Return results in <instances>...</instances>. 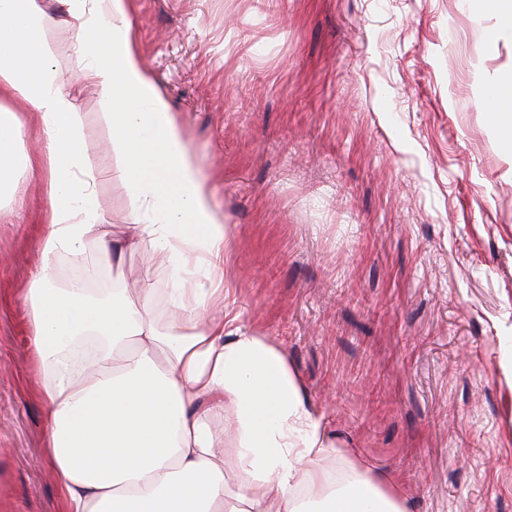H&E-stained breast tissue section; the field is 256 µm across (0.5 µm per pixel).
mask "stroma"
I'll list each match as a JSON object with an SVG mask.
<instances>
[{
	"instance_id": "stroma-1",
	"label": "stroma",
	"mask_w": 512,
	"mask_h": 512,
	"mask_svg": "<svg viewBox=\"0 0 512 512\" xmlns=\"http://www.w3.org/2000/svg\"><path fill=\"white\" fill-rule=\"evenodd\" d=\"M42 27L93 168L115 165L58 0ZM137 47L229 227L224 310L287 352L324 471L405 512H512V154L482 102L512 39L471 0H130ZM113 231L126 186L103 176ZM0 512H58L24 296L43 181L0 197ZM128 280L152 253L127 254Z\"/></svg>"
}]
</instances>
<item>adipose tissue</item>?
<instances>
[{"label": "adipose tissue", "mask_w": 512, "mask_h": 512, "mask_svg": "<svg viewBox=\"0 0 512 512\" xmlns=\"http://www.w3.org/2000/svg\"><path fill=\"white\" fill-rule=\"evenodd\" d=\"M82 71L100 93L113 151L111 175L130 196V222L113 234L95 202L82 125L60 83L37 0H0V98L18 96L45 144L20 155L23 123L0 105V192L19 169L48 171V222L25 305L33 384L47 423L45 452L60 512H404L386 482L354 477L316 502L299 487L326 483L321 419L286 351L224 319L229 233L169 101L145 68L128 0H58ZM512 153V76L484 99ZM149 250L171 284L159 323L156 288L125 285L126 253ZM83 263L68 278L64 264ZM112 273L113 288L89 283ZM92 339L90 358L78 342ZM236 425L242 477L224 478L225 413Z\"/></svg>", "instance_id": "1"}]
</instances>
